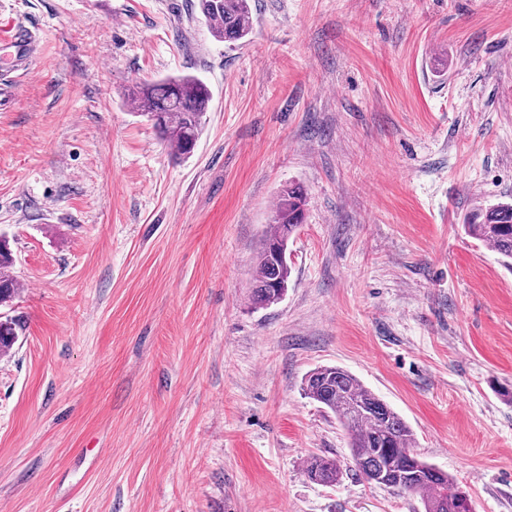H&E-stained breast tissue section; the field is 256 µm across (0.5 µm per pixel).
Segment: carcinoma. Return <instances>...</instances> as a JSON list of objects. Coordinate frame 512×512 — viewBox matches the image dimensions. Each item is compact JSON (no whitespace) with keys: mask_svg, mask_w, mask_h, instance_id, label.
Here are the masks:
<instances>
[{"mask_svg":"<svg viewBox=\"0 0 512 512\" xmlns=\"http://www.w3.org/2000/svg\"><path fill=\"white\" fill-rule=\"evenodd\" d=\"M196 8L214 37L226 43L241 41L252 31L251 0H196ZM211 98L206 83L188 75L144 84L129 96L140 115L151 119L161 140L181 159L189 157L196 146ZM305 202L306 192L298 184L285 185L279 192L258 251L252 289L256 307L278 302L287 291L291 269L279 253L304 222ZM464 227L468 235L512 260V204L480 208L466 218ZM12 266L9 242L1 238L0 305L17 291ZM18 329L19 320L0 318V353L12 349ZM304 392L336 414L348 430L354 471L372 479L376 486L419 498L424 512H461V497L467 492L447 472L419 457L410 426L354 375L337 366L317 367L306 375ZM304 473L312 482L333 486L342 480L345 470L335 458L312 455L304 462Z\"/></svg>","mask_w":512,"mask_h":512,"instance_id":"1","label":"carcinoma"}]
</instances>
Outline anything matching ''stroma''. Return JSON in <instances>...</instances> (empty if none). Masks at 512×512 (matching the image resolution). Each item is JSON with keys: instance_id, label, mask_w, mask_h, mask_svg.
Listing matches in <instances>:
<instances>
[{"instance_id": "1", "label": "stroma", "mask_w": 512, "mask_h": 512, "mask_svg": "<svg viewBox=\"0 0 512 512\" xmlns=\"http://www.w3.org/2000/svg\"><path fill=\"white\" fill-rule=\"evenodd\" d=\"M215 38L192 0H0V234L22 319L0 354V512H423L349 472L307 398L335 365L408 423L475 512H512V269L471 238L512 202V0H252ZM194 75L174 158L127 99ZM300 184L281 301L251 303ZM31 47L32 42L28 28L12 26L7 30H1L0 49L6 51L8 56H11L13 67H18L23 63ZM306 192L298 184L283 186L278 195L271 224L268 225L258 251L254 271L252 303L263 308L277 303L288 288L289 266L279 257L288 245V237L305 218ZM347 468L343 470L336 458L313 455L304 462V473L308 479L320 485L333 486L339 483Z\"/></svg>"}]
</instances>
